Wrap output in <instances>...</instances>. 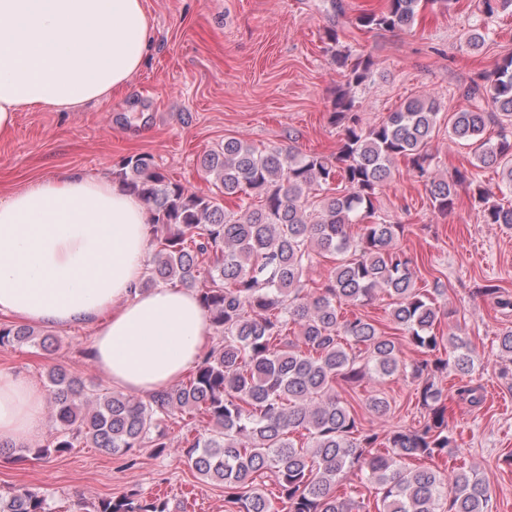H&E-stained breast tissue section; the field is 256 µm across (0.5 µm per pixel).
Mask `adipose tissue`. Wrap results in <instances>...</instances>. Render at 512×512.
I'll return each mask as SVG.
<instances>
[{"label": "adipose tissue", "instance_id": "obj_1", "mask_svg": "<svg viewBox=\"0 0 512 512\" xmlns=\"http://www.w3.org/2000/svg\"><path fill=\"white\" fill-rule=\"evenodd\" d=\"M153 49L144 0H0V133L17 112H72L123 91ZM146 203L78 172L0 199V312L96 328L93 360L114 386L146 395L194 366L208 314L184 288L140 285L150 249ZM44 391L0 369V443L43 426Z\"/></svg>", "mask_w": 512, "mask_h": 512}]
</instances>
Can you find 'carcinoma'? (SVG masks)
<instances>
[{
	"mask_svg": "<svg viewBox=\"0 0 512 512\" xmlns=\"http://www.w3.org/2000/svg\"><path fill=\"white\" fill-rule=\"evenodd\" d=\"M447 0H385L359 13L361 31L412 27L426 4ZM485 19L512 13V0H479ZM485 26L464 34L469 49L482 47ZM325 51L344 69L330 123L340 129L330 157L301 155L271 146L259 150L236 138L204 152L202 171L221 196L192 192L170 181L147 153L120 162L117 177L150 207L153 253L141 289L180 286L196 292L218 342L187 380L147 399L116 392H88L67 369L48 374L55 409L54 440L39 448L0 443V455L23 452L37 459L64 454L81 441L112 455L132 457L142 448L156 456L179 416L194 432L184 454L189 468L224 485L228 512H370L343 483L356 470L375 490L376 512H490L489 485L466 464L434 469L406 461L448 462L456 437L448 423L447 397L434 377L451 373L457 396L479 407L482 387L469 343L438 332L440 307L416 287L411 258L395 247L403 225L378 213L379 191L405 158L413 176L429 186L433 208L455 207L468 187L487 224L512 226V204L494 199L474 174L456 171L438 179L431 169V141L440 130L441 106L414 97L380 122L363 125L356 89L372 78V55L339 49L336 27L325 30ZM467 102L448 118V136L473 147V166L494 168L512 192V55L461 89ZM499 138H483L487 124ZM238 215L230 216L223 202ZM359 226L353 237L350 226ZM333 260L326 281L306 278L316 258ZM395 299L389 312L396 329L419 353L401 357L397 338L386 335L363 311L379 294ZM55 340L25 325L0 324V348ZM401 375L417 385L427 420L419 428H366L353 405L336 395V382ZM273 477L267 492L258 480ZM0 512H49L47 495L18 486L0 495ZM74 512H181L170 498L137 491L102 497Z\"/></svg>",
	"mask_w": 512,
	"mask_h": 512,
	"instance_id": "1",
	"label": "carcinoma"
}]
</instances>
